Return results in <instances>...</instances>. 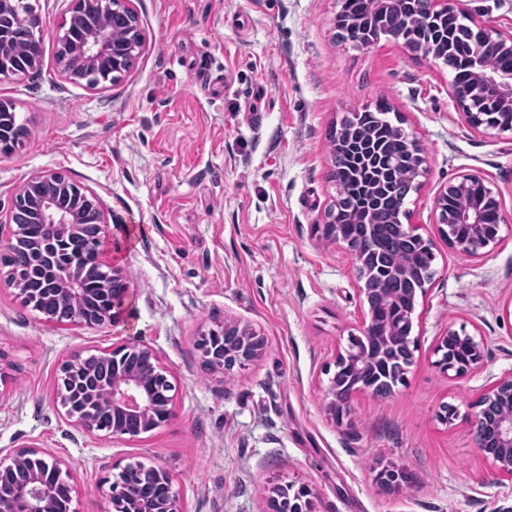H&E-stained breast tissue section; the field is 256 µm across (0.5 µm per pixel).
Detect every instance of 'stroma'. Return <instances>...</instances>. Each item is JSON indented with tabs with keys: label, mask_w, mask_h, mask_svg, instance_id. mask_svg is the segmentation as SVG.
<instances>
[{
	"label": "stroma",
	"mask_w": 512,
	"mask_h": 512,
	"mask_svg": "<svg viewBox=\"0 0 512 512\" xmlns=\"http://www.w3.org/2000/svg\"><path fill=\"white\" fill-rule=\"evenodd\" d=\"M32 2L46 54L40 72L0 82L30 130L0 155V220L40 172L94 190L121 242L105 259L131 293L126 325L78 327L46 321L0 285V454L35 446L65 460L78 512H113L112 476L134 461L170 473L184 512H267L272 487L290 481L313 490L319 512H512V480L489 483L472 430L487 386L512 371V234L473 259L448 246L434 215L440 188L467 169L512 215V132L470 128L441 63L387 39L341 40L336 0H133L145 49L104 89L56 70L69 0ZM381 106L426 157L425 186L406 206L433 242L435 275L403 381L359 394L338 424L322 389L361 314L352 259L320 229L336 196L332 133ZM233 319L266 347L225 375L195 343ZM450 328L482 338L479 373L438 366ZM132 339L170 370L173 416L134 439L87 434L57 399L60 365ZM388 462L416 475L413 488L376 491L373 471Z\"/></svg>",
	"instance_id": "35a3bbf8"
}]
</instances>
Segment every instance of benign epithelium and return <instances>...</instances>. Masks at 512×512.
I'll list each match as a JSON object with an SVG mask.
<instances>
[{
  "mask_svg": "<svg viewBox=\"0 0 512 512\" xmlns=\"http://www.w3.org/2000/svg\"><path fill=\"white\" fill-rule=\"evenodd\" d=\"M106 5L112 10V25H100L87 17L90 6ZM22 0H0V19L15 18L30 31L24 45L15 40L12 29L0 26V80H11L40 71L45 56L42 19L38 12H22ZM378 14L384 18L385 27L375 28L355 21L348 22L344 32L355 35L354 43L362 48L375 45L385 36L395 42L404 38V32H418V43L408 51L442 62L453 73L450 98L455 110L475 130L488 135L512 131V122L503 124L489 116L484 107L488 95L499 113L512 119V69L484 68L480 65L486 49L494 47L505 55H512V33H504L494 27L475 24L474 18L464 10L455 14L463 22L474 25L471 38L463 41L448 29L441 20L448 17V0H376ZM66 19L56 32L58 50L55 54L60 76L78 82L93 73L97 82L90 87H106L116 83L129 73L140 58L145 38L140 17L133 0H71ZM464 57L473 65L475 77L461 83L456 76V65ZM411 157L400 171L409 190L422 189L427 175L426 158L416 137L399 129ZM74 186L60 172H43L30 176L14 195L12 206L23 204L38 215L56 247V252L66 246L69 239L82 236L87 223H93L91 236L86 239L87 248L105 267L106 279L102 283L107 296L105 307L93 318L83 304L84 288L81 263L72 255L67 261L66 286L56 295L60 306L68 310L63 322L71 325L119 326L126 318L130 285L121 267L109 266L103 260L102 246L109 233L105 210L99 195L88 188L76 187L89 204L86 209L71 208L58 202L55 194L47 193L44 185ZM458 195L468 198L467 207L454 218L448 217V197ZM496 204L498 224H507L501 202L488 186L486 178L478 171L462 172L438 192L435 198V215L440 236L448 246L460 253L478 258L481 250L494 249L501 236L482 238V225L486 219L485 203ZM336 208H330L322 225L325 238L345 247L356 270V292L360 303V335L349 337L347 348L336 355L335 367L341 369L352 363L358 370L359 379L352 384L341 385L331 377L323 389V408L335 422L351 412L355 397L363 392H374L376 384L367 376L368 365L379 362H400L407 367L413 362L415 339L411 337L418 300L424 297L426 288H416L405 298L403 321L396 331L379 328L376 313L371 309V299L383 291L382 283L389 278L408 279L412 263L384 265L372 274L364 249L351 244L336 228ZM470 226V237L454 239L444 224L449 221ZM204 362L213 370L227 373L237 365L257 358L265 349L263 337L238 321L224 322V329L210 331L197 344ZM437 352L440 367L452 371L457 378H465L480 372L484 367V344L470 335H459L448 329L440 338ZM99 356L112 360V381L93 383L84 381L90 399L75 404L69 385V375L86 361L77 352L60 366L61 384L58 398L68 418L86 432L105 436L135 438L142 433L157 429L173 416V384L170 371L163 364L159 353L140 340L117 345ZM472 427L477 448L491 463L493 475L512 479V371L491 382L478 402ZM70 468L62 460L34 447L13 455L0 457V512H56L58 492L72 494ZM416 477L406 469L392 463L375 469L374 485L379 493L392 495L414 486ZM113 512H182L180 495L174 488L173 479L162 467L133 469L126 464L111 485ZM270 512H318L315 494L307 485L288 484L276 489V498L270 501Z\"/></svg>",
  "mask_w": 512,
  "mask_h": 512,
  "instance_id": "1",
  "label": "benign epithelium"
}]
</instances>
